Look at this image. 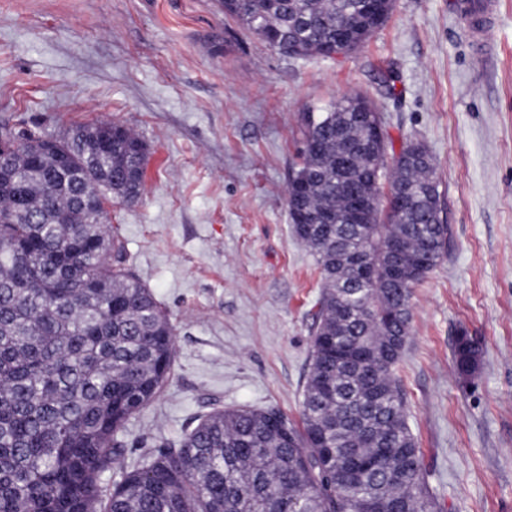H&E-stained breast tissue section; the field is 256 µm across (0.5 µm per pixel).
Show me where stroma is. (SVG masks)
<instances>
[{
	"instance_id": "1",
	"label": "stroma",
	"mask_w": 512,
	"mask_h": 512,
	"mask_svg": "<svg viewBox=\"0 0 512 512\" xmlns=\"http://www.w3.org/2000/svg\"><path fill=\"white\" fill-rule=\"evenodd\" d=\"M494 2L481 58L458 0H395L363 47L331 57L271 50L219 0H0V121L61 137L109 119L151 147L141 198L108 211L176 353L127 461L216 408L297 417L322 287L288 217L298 117L358 91L394 145L426 144L453 229L397 370L428 485L442 512H512V0ZM463 328L485 347L470 386L453 360Z\"/></svg>"
}]
</instances>
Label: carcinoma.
<instances>
[{
	"instance_id": "1",
	"label": "carcinoma",
	"mask_w": 512,
	"mask_h": 512,
	"mask_svg": "<svg viewBox=\"0 0 512 512\" xmlns=\"http://www.w3.org/2000/svg\"><path fill=\"white\" fill-rule=\"evenodd\" d=\"M221 0L224 15L283 55H322L351 27L361 48L394 0ZM382 121L353 92L306 112L289 184L293 233L323 281L299 422L280 409H222L126 463L129 422L159 397L174 328L125 267L105 211L81 199L106 186L139 199L140 137L109 120L64 137L71 165L27 150L0 156V512H440L396 374L414 288L452 245L441 182L425 147L367 136ZM405 192L388 206L386 188ZM369 201L351 223L353 195ZM460 378L483 344L460 331Z\"/></svg>"
}]
</instances>
